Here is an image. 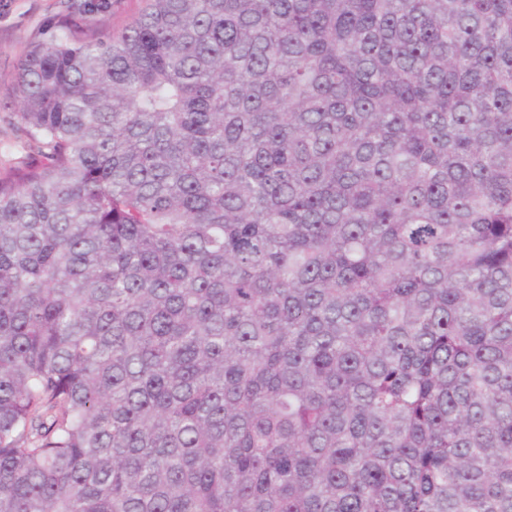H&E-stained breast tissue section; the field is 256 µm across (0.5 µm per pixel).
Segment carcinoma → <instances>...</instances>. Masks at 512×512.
Wrapping results in <instances>:
<instances>
[{
    "mask_svg": "<svg viewBox=\"0 0 512 512\" xmlns=\"http://www.w3.org/2000/svg\"><path fill=\"white\" fill-rule=\"evenodd\" d=\"M64 0L0 163V512H512V0ZM144 6L143 0H114L112 19L106 23L108 30L117 32L128 24Z\"/></svg>",
    "mask_w": 512,
    "mask_h": 512,
    "instance_id": "cac0c4a2",
    "label": "carcinoma"
}]
</instances>
